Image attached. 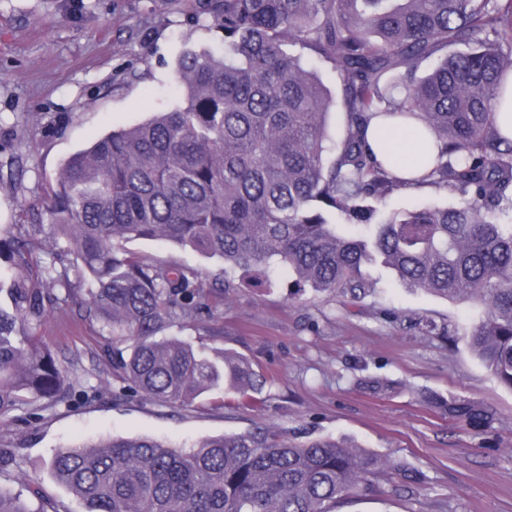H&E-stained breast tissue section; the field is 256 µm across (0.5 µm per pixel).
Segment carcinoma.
Here are the masks:
<instances>
[{
	"mask_svg": "<svg viewBox=\"0 0 512 512\" xmlns=\"http://www.w3.org/2000/svg\"><path fill=\"white\" fill-rule=\"evenodd\" d=\"M224 30V55L187 49L176 62L182 97L170 110L114 131L64 165L50 223L0 238V258L35 263L0 311V419L44 409L71 391L57 353L34 329L47 306L79 302L111 328L112 371L136 395L172 406L215 389L259 386L246 360L217 362L166 334L192 321L206 295L196 271L149 263L119 246L165 240L223 262L222 297L239 271L258 287L286 270L293 287L351 297L374 293L372 268L410 290L480 308L465 336L512 391V138L496 122L512 82V0H205ZM463 44L428 75L418 66ZM297 45L331 64L342 85L343 135L329 136L334 99ZM381 118L418 128L435 165L420 183L458 196L376 220L375 204L408 182L369 140ZM64 239L70 265L51 247ZM87 282L75 288L70 270ZM448 415L491 427L465 400ZM50 469L85 512H333L377 492L381 471L418 491L425 476L332 437L302 444L257 429L178 449L147 436L60 448ZM0 486V512H60L40 488Z\"/></svg>",
	"mask_w": 512,
	"mask_h": 512,
	"instance_id": "obj_1",
	"label": "carcinoma"
}]
</instances>
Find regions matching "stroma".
Masks as SVG:
<instances>
[{"label": "stroma", "mask_w": 512, "mask_h": 512, "mask_svg": "<svg viewBox=\"0 0 512 512\" xmlns=\"http://www.w3.org/2000/svg\"><path fill=\"white\" fill-rule=\"evenodd\" d=\"M0 0V229L45 224L40 202L64 165L106 134L165 111L180 96L175 62L183 48L224 50V33L198 0ZM126 250L159 265H187L204 285L218 260L152 240ZM359 302L308 290L243 288L211 314L174 327L213 352L246 358L265 377L242 396L215 392L184 407L127 396L112 374L106 329L76 304L47 312L35 334L58 349L75 394L0 422V448L18 465L0 477L17 490L38 483L66 512H85L49 463L58 448L112 436L146 435L175 446L256 428L296 442L328 436L422 471L420 494L397 475L377 496H356L336 512H512V391L489 374L465 336V305L401 287L380 271ZM450 328L424 335L412 318ZM467 400L495 414L477 431L449 418L445 402Z\"/></svg>", "instance_id": "obj_1"}]
</instances>
